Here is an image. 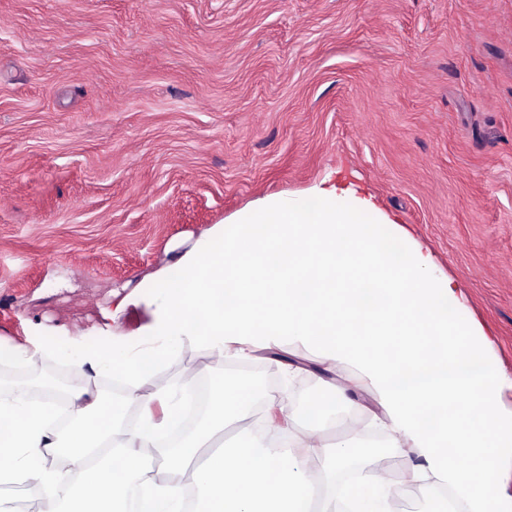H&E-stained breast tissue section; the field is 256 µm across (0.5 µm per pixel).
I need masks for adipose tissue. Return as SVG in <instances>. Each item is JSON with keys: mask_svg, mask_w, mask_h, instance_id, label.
I'll use <instances>...</instances> for the list:
<instances>
[{"mask_svg": "<svg viewBox=\"0 0 512 512\" xmlns=\"http://www.w3.org/2000/svg\"><path fill=\"white\" fill-rule=\"evenodd\" d=\"M323 204L273 198L231 224H219L179 259V276H156L141 297L152 320L150 344L92 347L83 337L52 336L0 354L22 365L55 356L80 378L65 405L32 398L23 387L0 390V486L20 485L28 498L13 512H336V471L343 444L322 424L283 426V403L248 401L243 387L220 385L206 416L168 447L181 412L173 390L203 375L183 367L176 383L157 367L184 341L210 358L249 359L286 340H312L330 372L324 419L383 435L418 464L393 477L371 468L353 488L376 495L375 512L400 484L448 490L461 512H512V492L488 480L512 457V415L498 410L512 378L493 364L495 341L455 321L456 290L434 273L421 248L391 257L381 226L362 222L376 203L338 187L316 190ZM124 380L120 400H103L92 376ZM378 409L363 416L361 396ZM243 421L250 442L208 450L228 418Z\"/></svg>", "mask_w": 512, "mask_h": 512, "instance_id": "adipose-tissue-1", "label": "adipose tissue"}]
</instances>
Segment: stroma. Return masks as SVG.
Segmentation results:
<instances>
[{
  "instance_id": "35a3bbf8",
  "label": "stroma",
  "mask_w": 512,
  "mask_h": 512,
  "mask_svg": "<svg viewBox=\"0 0 512 512\" xmlns=\"http://www.w3.org/2000/svg\"><path fill=\"white\" fill-rule=\"evenodd\" d=\"M334 182L512 375V0H0V344H123L118 298Z\"/></svg>"
}]
</instances>
